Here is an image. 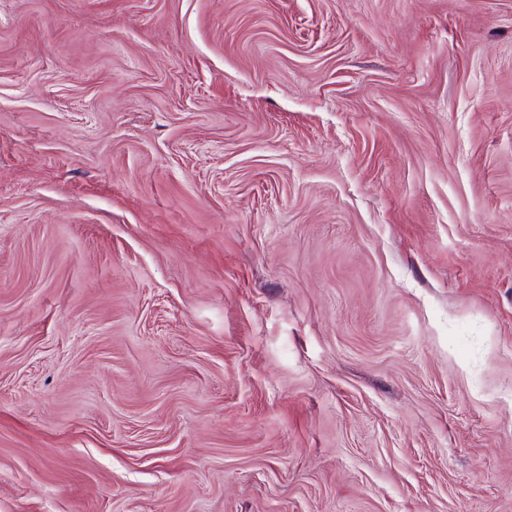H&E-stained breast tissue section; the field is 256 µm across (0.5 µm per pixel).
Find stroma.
Here are the masks:
<instances>
[{"mask_svg": "<svg viewBox=\"0 0 512 512\" xmlns=\"http://www.w3.org/2000/svg\"><path fill=\"white\" fill-rule=\"evenodd\" d=\"M0 512H512V0H0Z\"/></svg>", "mask_w": 512, "mask_h": 512, "instance_id": "stroma-1", "label": "stroma"}]
</instances>
